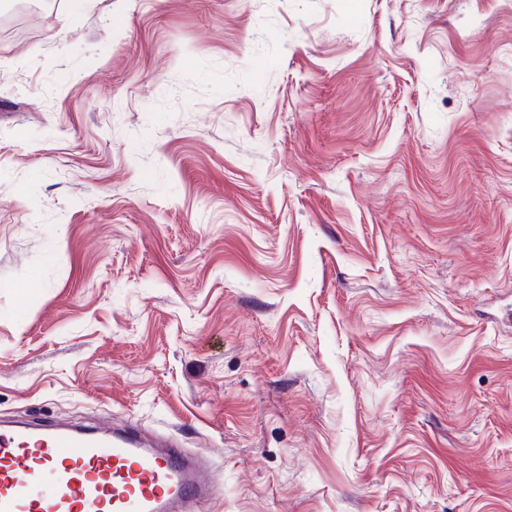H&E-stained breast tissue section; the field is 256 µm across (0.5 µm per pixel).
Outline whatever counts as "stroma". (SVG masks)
Masks as SVG:
<instances>
[{"instance_id": "1", "label": "stroma", "mask_w": 512, "mask_h": 512, "mask_svg": "<svg viewBox=\"0 0 512 512\" xmlns=\"http://www.w3.org/2000/svg\"><path fill=\"white\" fill-rule=\"evenodd\" d=\"M0 0V419L132 420L207 512H512V0Z\"/></svg>"}]
</instances>
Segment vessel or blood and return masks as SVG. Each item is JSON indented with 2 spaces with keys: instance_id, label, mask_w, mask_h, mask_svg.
I'll return each mask as SVG.
<instances>
[{
  "instance_id": "b4317fda",
  "label": "vessel or blood",
  "mask_w": 512,
  "mask_h": 512,
  "mask_svg": "<svg viewBox=\"0 0 512 512\" xmlns=\"http://www.w3.org/2000/svg\"><path fill=\"white\" fill-rule=\"evenodd\" d=\"M31 480L45 490L30 494ZM214 492L201 457L148 446L132 422L97 433L0 427V512H197Z\"/></svg>"
}]
</instances>
